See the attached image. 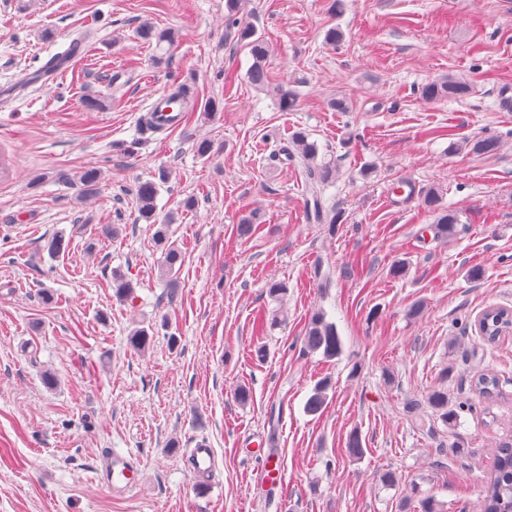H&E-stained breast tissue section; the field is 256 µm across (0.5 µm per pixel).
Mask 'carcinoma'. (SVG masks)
Instances as JSON below:
<instances>
[{
    "label": "carcinoma",
    "instance_id": "obj_1",
    "mask_svg": "<svg viewBox=\"0 0 512 512\" xmlns=\"http://www.w3.org/2000/svg\"><path fill=\"white\" fill-rule=\"evenodd\" d=\"M248 0H227L228 18L225 25L224 38L236 45L248 49L252 64L248 70L247 78L255 86L269 84L270 75L267 68L271 55L269 42L257 33L254 26L244 23L236 18V14L247 7ZM470 89L469 83L458 76L448 75L424 84L419 90L421 99L426 103H435L442 100H456L464 97ZM275 101L279 111L293 112L298 106V96L294 89L280 85L276 87ZM286 158L300 159L308 178L306 203L307 219L316 224L335 225L342 221V214L336 211L335 206L326 205L323 190L336 180V169L329 163L319 159V147L316 142L309 140V134L298 129L288 139V146L281 149ZM166 181V175L160 174L159 181L145 180L138 183L135 191L137 220L149 225L153 230L152 238L163 254L162 271L168 278L176 274V266L182 264V254L179 248L171 241V224L159 220L157 199L160 194V184ZM421 205L427 211L435 214L434 234L441 239H448L457 233L460 224L459 215L442 204L439 193L430 189L424 193ZM112 290L114 296L123 301H134V284L127 276L116 273L112 276ZM488 327L484 330L482 338L488 342H495L500 337L509 334V326L499 322L497 313L490 312ZM153 331L151 326H141L133 329L128 336L129 346L143 352L149 348ZM305 343L309 350L320 351L326 359H334L342 352V341L338 335L336 325L326 320L322 312H318L310 319L305 330ZM330 383L323 380L317 384L313 394L308 398L306 410L311 414L320 412L326 403L327 391ZM475 390L486 398H493L499 394L498 378L491 372L481 374L475 382ZM426 403L434 413L447 425L455 423L458 412L448 401V392L434 388L426 396ZM418 488H413L408 501L418 500L419 512H443V504L434 496L427 495L417 498ZM482 507L484 512H512V443L500 446L496 457L495 468L486 481Z\"/></svg>",
    "mask_w": 512,
    "mask_h": 512
}]
</instances>
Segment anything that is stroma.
Returning <instances> with one entry per match:
<instances>
[{
    "mask_svg": "<svg viewBox=\"0 0 512 512\" xmlns=\"http://www.w3.org/2000/svg\"><path fill=\"white\" fill-rule=\"evenodd\" d=\"M225 3L0 0V158L13 168L0 182V512H404L414 483L446 512H481L512 438V335L489 344L476 326L486 307L512 309V112L498 104L512 88V0H344L336 14L331 0H250L244 19L272 47L274 83L298 92L293 112L248 81ZM146 24L175 41H143ZM64 55L54 81L19 86ZM448 73L469 94L424 103L421 86ZM183 82L200 106L219 100L217 117L199 107L172 132H141L151 100ZM336 97L351 110L332 111ZM299 128L336 168L335 227L306 222L303 169L279 155ZM484 137L497 151L466 148ZM201 138L210 159L192 151ZM93 168L102 178L81 197ZM164 170L158 210L174 214L184 256L175 288L135 204L137 183ZM431 189L460 215L452 238L437 239L420 206ZM60 234L68 248L49 255ZM319 260L332 288L311 277ZM116 271L135 303L114 297ZM273 281L286 293L270 296ZM273 310L284 321L256 336L255 314ZM320 311L343 343L330 360L304 342ZM140 324L156 329L143 352L127 342ZM487 371L491 400L474 390ZM324 379L326 406L308 414ZM440 385L467 403L452 427L425 403ZM354 432L359 459L346 451ZM201 437L220 460L203 492L180 457ZM269 439L284 469L273 490L253 456ZM109 448L143 471L121 495L97 480Z\"/></svg>",
    "mask_w": 512,
    "mask_h": 512,
    "instance_id": "obj_1",
    "label": "stroma"
}]
</instances>
